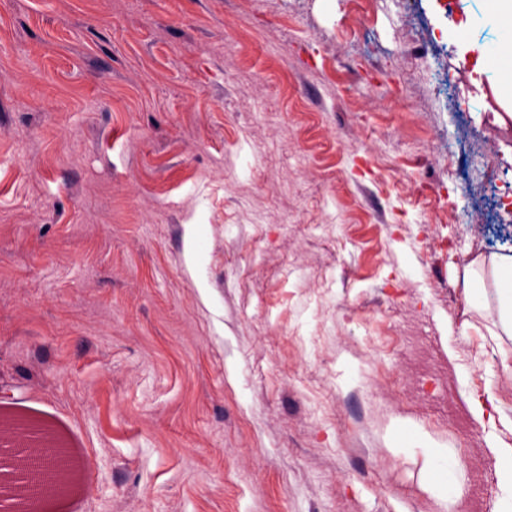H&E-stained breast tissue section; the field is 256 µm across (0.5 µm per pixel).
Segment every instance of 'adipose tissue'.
Instances as JSON below:
<instances>
[{"label": "adipose tissue", "instance_id": "ef3b65f1", "mask_svg": "<svg viewBox=\"0 0 512 512\" xmlns=\"http://www.w3.org/2000/svg\"><path fill=\"white\" fill-rule=\"evenodd\" d=\"M464 291L472 309L494 304L503 332L512 335V256L496 255L472 262L467 269ZM392 439L396 447L422 449L426 470L439 491L451 499L459 497L461 461L457 454L426 443L423 436L402 424L395 428Z\"/></svg>", "mask_w": 512, "mask_h": 512}]
</instances>
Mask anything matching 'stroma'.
<instances>
[{"label":"stroma","mask_w":512,"mask_h":512,"mask_svg":"<svg viewBox=\"0 0 512 512\" xmlns=\"http://www.w3.org/2000/svg\"><path fill=\"white\" fill-rule=\"evenodd\" d=\"M483 12L0 0V411L88 461L45 512H465L401 423L495 512L512 338L464 274L512 255V64L480 66ZM396 447L423 448L424 463L439 491L448 498H459L460 485L458 475L461 461L457 454L448 452L446 448H435L425 441L424 437L411 432L405 425H398L392 436Z\"/></svg>","instance_id":"35a3bbf8"}]
</instances>
